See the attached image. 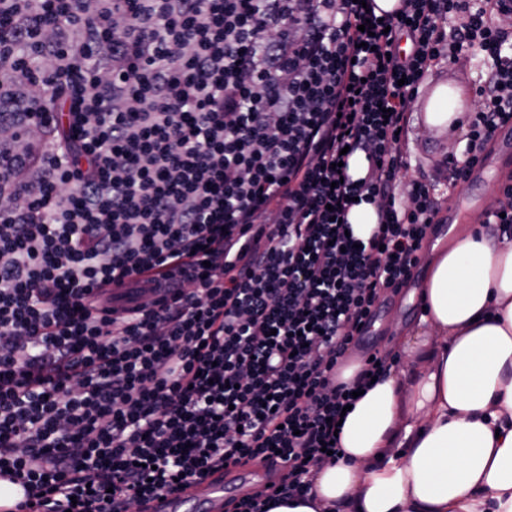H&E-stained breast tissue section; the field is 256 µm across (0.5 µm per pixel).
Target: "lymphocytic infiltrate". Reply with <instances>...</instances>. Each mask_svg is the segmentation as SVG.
I'll list each match as a JSON object with an SVG mask.
<instances>
[{"label":"lymphocytic infiltrate","instance_id":"obj_1","mask_svg":"<svg viewBox=\"0 0 512 512\" xmlns=\"http://www.w3.org/2000/svg\"><path fill=\"white\" fill-rule=\"evenodd\" d=\"M483 55L465 182L512 121V0H0V474L14 512H149L231 468L307 491L336 369L443 200L411 104ZM364 153L349 177L342 149ZM378 228L348 236L355 200Z\"/></svg>","mask_w":512,"mask_h":512}]
</instances>
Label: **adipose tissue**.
Returning a JSON list of instances; mask_svg holds the SVG:
<instances>
[{
    "instance_id": "adipose-tissue-1",
    "label": "adipose tissue",
    "mask_w": 512,
    "mask_h": 512,
    "mask_svg": "<svg viewBox=\"0 0 512 512\" xmlns=\"http://www.w3.org/2000/svg\"><path fill=\"white\" fill-rule=\"evenodd\" d=\"M390 369L348 415L314 497L268 512H512V228L455 225Z\"/></svg>"
}]
</instances>
